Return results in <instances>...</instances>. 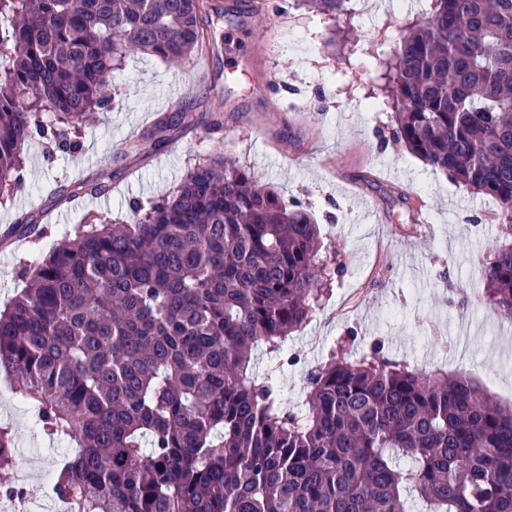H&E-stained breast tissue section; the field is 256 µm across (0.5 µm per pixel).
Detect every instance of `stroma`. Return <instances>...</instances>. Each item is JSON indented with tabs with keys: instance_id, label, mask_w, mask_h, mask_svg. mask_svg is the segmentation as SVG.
<instances>
[{
	"instance_id": "stroma-1",
	"label": "stroma",
	"mask_w": 512,
	"mask_h": 512,
	"mask_svg": "<svg viewBox=\"0 0 512 512\" xmlns=\"http://www.w3.org/2000/svg\"><path fill=\"white\" fill-rule=\"evenodd\" d=\"M196 60L174 66L128 57L112 85L115 107L95 113L74 153L46 156L32 141L22 184L0 202V227L29 214L35 231L0 245V308L24 287L21 269L82 225L131 219L177 189L197 163L223 156L262 184L309 207L335 271L309 321L285 353L297 365L275 377L284 408L303 413L305 374L331 353L362 357L381 344L391 360L465 376L512 408V322L480 295L482 273L503 239L492 197L474 194L411 155L391 134L394 111L376 64L434 0H384L371 16L336 20L294 0H209ZM193 115L160 150L142 145L155 122ZM98 175L106 197L57 201V186ZM25 465L26 499L51 501L43 474L57 462L26 401L0 394Z\"/></svg>"
}]
</instances>
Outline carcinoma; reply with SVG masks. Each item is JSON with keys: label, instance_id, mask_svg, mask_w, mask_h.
<instances>
[{"label": "carcinoma", "instance_id": "1", "mask_svg": "<svg viewBox=\"0 0 512 512\" xmlns=\"http://www.w3.org/2000/svg\"><path fill=\"white\" fill-rule=\"evenodd\" d=\"M334 20L348 0H299ZM206 0H0V188L34 139L63 151L106 81L146 53L199 51ZM394 136L512 231V0H435L381 65ZM193 124L159 120L151 148ZM97 175L64 200L96 197ZM133 223L105 217L38 260L0 311V369L47 436L76 446L51 476L68 512H512V409L465 376L390 361L375 346L307 371L306 412L283 408L252 352L279 353L327 291L311 210L224 158L198 163ZM483 302L512 319V244ZM0 426V496L23 495Z\"/></svg>", "mask_w": 512, "mask_h": 512}]
</instances>
